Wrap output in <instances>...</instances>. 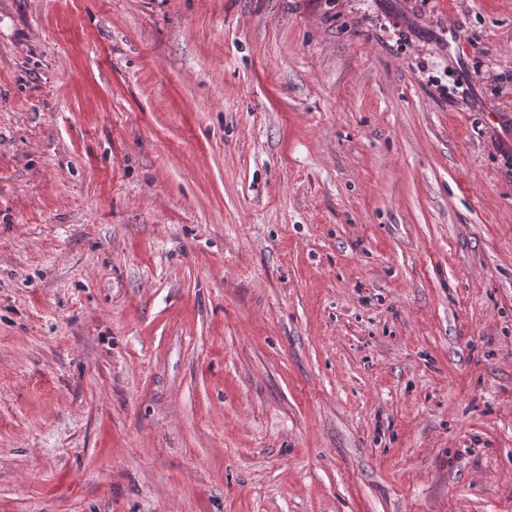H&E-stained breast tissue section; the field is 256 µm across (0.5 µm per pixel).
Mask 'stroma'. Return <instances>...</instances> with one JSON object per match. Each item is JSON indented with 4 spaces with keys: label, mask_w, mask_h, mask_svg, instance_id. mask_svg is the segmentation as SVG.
Returning a JSON list of instances; mask_svg holds the SVG:
<instances>
[{
    "label": "stroma",
    "mask_w": 512,
    "mask_h": 512,
    "mask_svg": "<svg viewBox=\"0 0 512 512\" xmlns=\"http://www.w3.org/2000/svg\"><path fill=\"white\" fill-rule=\"evenodd\" d=\"M0 512H512V0H0Z\"/></svg>",
    "instance_id": "obj_1"
}]
</instances>
